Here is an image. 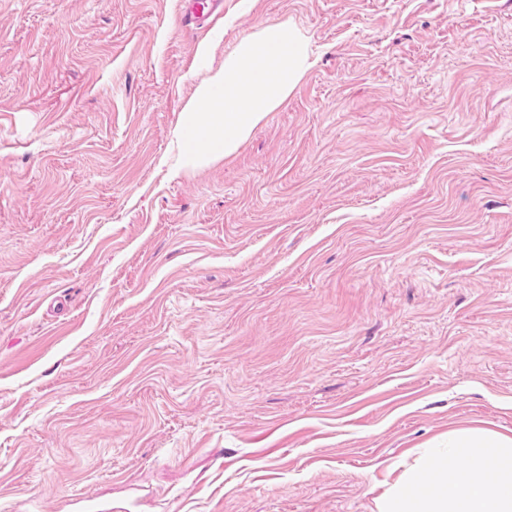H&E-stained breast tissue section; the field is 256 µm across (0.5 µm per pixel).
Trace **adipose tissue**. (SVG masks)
Listing matches in <instances>:
<instances>
[{
    "label": "adipose tissue",
    "instance_id": "ef3b65f1",
    "mask_svg": "<svg viewBox=\"0 0 512 512\" xmlns=\"http://www.w3.org/2000/svg\"><path fill=\"white\" fill-rule=\"evenodd\" d=\"M461 465H448L451 457ZM429 480L427 491L407 497L410 485ZM378 512H512V436L484 428L452 431L443 448L417 451L377 502Z\"/></svg>",
    "mask_w": 512,
    "mask_h": 512
}]
</instances>
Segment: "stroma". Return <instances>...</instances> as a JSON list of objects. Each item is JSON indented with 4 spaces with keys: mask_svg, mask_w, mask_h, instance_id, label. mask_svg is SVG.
Returning a JSON list of instances; mask_svg holds the SVG:
<instances>
[{
    "mask_svg": "<svg viewBox=\"0 0 512 512\" xmlns=\"http://www.w3.org/2000/svg\"><path fill=\"white\" fill-rule=\"evenodd\" d=\"M0 0V512H377L512 435V0ZM312 66L173 174L209 70Z\"/></svg>",
    "mask_w": 512,
    "mask_h": 512,
    "instance_id": "1",
    "label": "stroma"
}]
</instances>
